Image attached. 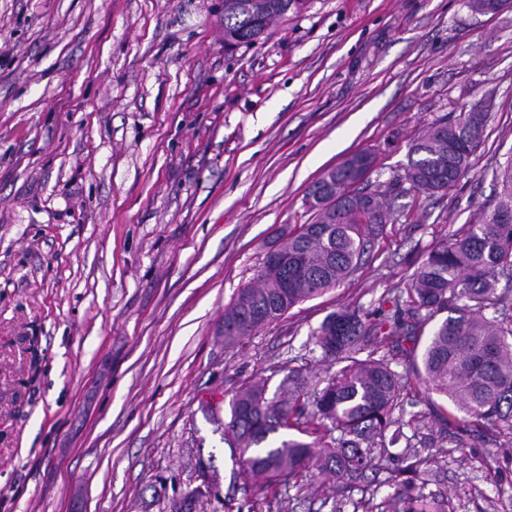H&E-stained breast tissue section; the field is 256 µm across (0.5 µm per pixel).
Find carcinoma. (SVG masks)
Masks as SVG:
<instances>
[{"label":"carcinoma","mask_w":512,"mask_h":512,"mask_svg":"<svg viewBox=\"0 0 512 512\" xmlns=\"http://www.w3.org/2000/svg\"><path fill=\"white\" fill-rule=\"evenodd\" d=\"M309 0H224V45L250 44L272 23L306 8ZM491 101L441 116L422 127L403 172L369 184L375 155L346 157L312 182L310 223L279 244L286 265H262L224 311V346L281 319L289 310L340 286L368 254V246L395 221L388 200L410 192L443 193L467 172L480 143ZM493 203L453 237L429 251L414 272L408 300L395 295L377 313L344 306L312 333L322 359L340 365L317 380L300 368L273 395L266 383L243 384L228 402L224 439L239 465L279 501L281 486L312 477L351 487L377 469L386 472L355 503L361 512H445L425 492L429 460L394 418L411 380L445 403L435 420L448 434L447 456L467 447L486 426L512 444V156L495 171ZM408 358L404 372L391 368ZM284 431L278 439L270 436ZM312 436L308 442L302 436ZM404 444L400 465L389 448ZM393 493L377 499L379 489Z\"/></svg>","instance_id":"1"}]
</instances>
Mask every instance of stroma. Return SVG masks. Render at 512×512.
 Returning <instances> with one entry per match:
<instances>
[{
    "instance_id": "1",
    "label": "stroma",
    "mask_w": 512,
    "mask_h": 512,
    "mask_svg": "<svg viewBox=\"0 0 512 512\" xmlns=\"http://www.w3.org/2000/svg\"><path fill=\"white\" fill-rule=\"evenodd\" d=\"M489 93L462 180L396 200L354 275L225 348V306L323 171L370 149L388 180L422 124ZM511 156L512 8L312 0L228 51L222 0H0V512H168L200 456L220 474L202 512L263 501L202 404L275 391L328 314L406 293ZM506 454L484 436L426 490L512 512ZM335 498L308 481L280 512Z\"/></svg>"
}]
</instances>
